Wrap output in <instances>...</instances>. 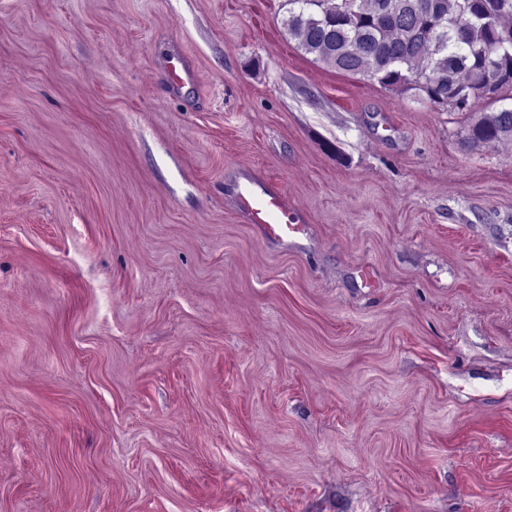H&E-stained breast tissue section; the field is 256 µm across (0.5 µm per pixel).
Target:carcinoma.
Masks as SVG:
<instances>
[{"label":"carcinoma","mask_w":512,"mask_h":512,"mask_svg":"<svg viewBox=\"0 0 512 512\" xmlns=\"http://www.w3.org/2000/svg\"><path fill=\"white\" fill-rule=\"evenodd\" d=\"M288 0L284 26L305 53L390 90L432 99L448 92L468 107L494 103L512 88V0ZM512 139V108L480 113L462 143L477 148Z\"/></svg>","instance_id":"cac0c4a2"}]
</instances>
